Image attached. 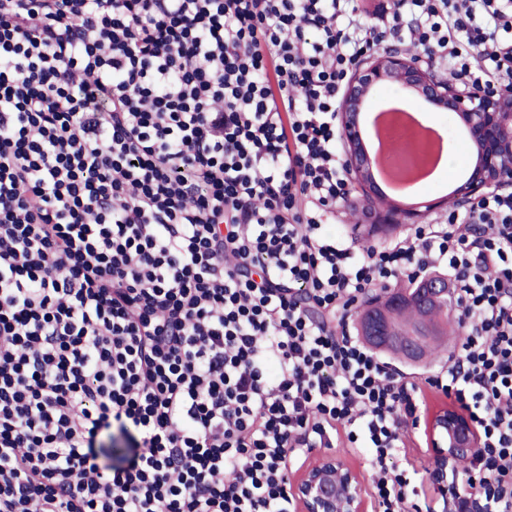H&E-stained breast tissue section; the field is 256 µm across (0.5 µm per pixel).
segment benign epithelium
<instances>
[{
  "instance_id": "benign-epithelium-1",
  "label": "benign epithelium",
  "mask_w": 512,
  "mask_h": 512,
  "mask_svg": "<svg viewBox=\"0 0 512 512\" xmlns=\"http://www.w3.org/2000/svg\"><path fill=\"white\" fill-rule=\"evenodd\" d=\"M396 86L436 112H446L461 126L473 152L464 178L450 201H476L512 186V91L495 87L473 89L440 82L433 62L420 49L374 53L344 86L337 111L345 165L371 201L384 194L374 175V158L363 137V119L377 92ZM447 203L430 200L414 206L386 204L380 222L395 228ZM434 298L448 295V276L436 273L424 281ZM427 447L433 452L432 479L438 498L448 501V464L469 462L481 448L470 418L452 405L432 410L424 422ZM290 493L295 512H368L363 473L333 452H314L292 473Z\"/></svg>"
}]
</instances>
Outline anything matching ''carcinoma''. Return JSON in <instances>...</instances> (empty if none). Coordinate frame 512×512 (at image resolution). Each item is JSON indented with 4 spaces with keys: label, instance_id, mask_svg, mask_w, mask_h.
Listing matches in <instances>:
<instances>
[{
    "label": "carcinoma",
    "instance_id": "carcinoma-1",
    "mask_svg": "<svg viewBox=\"0 0 512 512\" xmlns=\"http://www.w3.org/2000/svg\"><path fill=\"white\" fill-rule=\"evenodd\" d=\"M371 331L403 339L398 345L386 347L385 353L405 362L421 361L440 353L448 337V306L406 287L386 297V312L361 318L360 335L366 337Z\"/></svg>",
    "mask_w": 512,
    "mask_h": 512
}]
</instances>
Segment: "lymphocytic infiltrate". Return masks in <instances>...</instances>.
<instances>
[{"label": "lymphocytic infiltrate", "mask_w": 512, "mask_h": 512, "mask_svg": "<svg viewBox=\"0 0 512 512\" xmlns=\"http://www.w3.org/2000/svg\"><path fill=\"white\" fill-rule=\"evenodd\" d=\"M404 29L512 86V0H0V512H295L339 447L414 512L427 387L482 437L448 512H512V193L359 256L326 231L345 79ZM436 268L462 340L420 384L348 321ZM97 445H102L103 447H105L104 450L106 452V457L104 460L106 463L112 462V464H119L122 461V459L129 454V448H127V441L117 433H115L113 440L112 434L104 433L103 435L98 437ZM109 448H112V453H120L119 456H112L111 459L108 454ZM114 448H117V450Z\"/></svg>", "instance_id": "obj_1"}]
</instances>
